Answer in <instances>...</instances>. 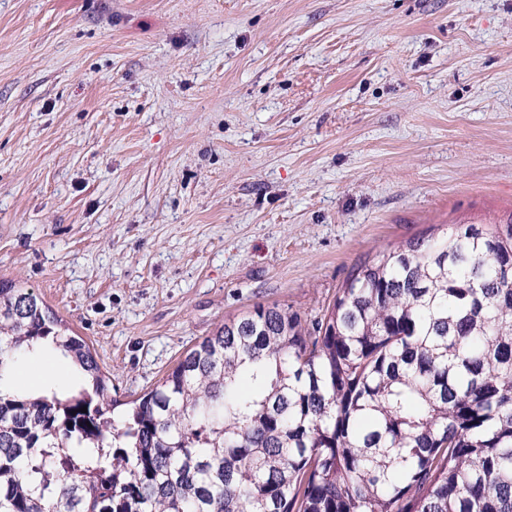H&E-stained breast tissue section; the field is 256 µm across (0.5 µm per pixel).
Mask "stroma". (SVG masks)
<instances>
[{"label": "stroma", "instance_id": "1", "mask_svg": "<svg viewBox=\"0 0 512 512\" xmlns=\"http://www.w3.org/2000/svg\"><path fill=\"white\" fill-rule=\"evenodd\" d=\"M512 219V0H0V281L112 395L255 306Z\"/></svg>", "mask_w": 512, "mask_h": 512}]
</instances>
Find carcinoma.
Masks as SVG:
<instances>
[{"instance_id":"1","label":"carcinoma","mask_w":512,"mask_h":512,"mask_svg":"<svg viewBox=\"0 0 512 512\" xmlns=\"http://www.w3.org/2000/svg\"><path fill=\"white\" fill-rule=\"evenodd\" d=\"M47 339L89 386L4 390ZM116 405L0 285V512H512V219L360 259L310 322L256 306Z\"/></svg>"}]
</instances>
